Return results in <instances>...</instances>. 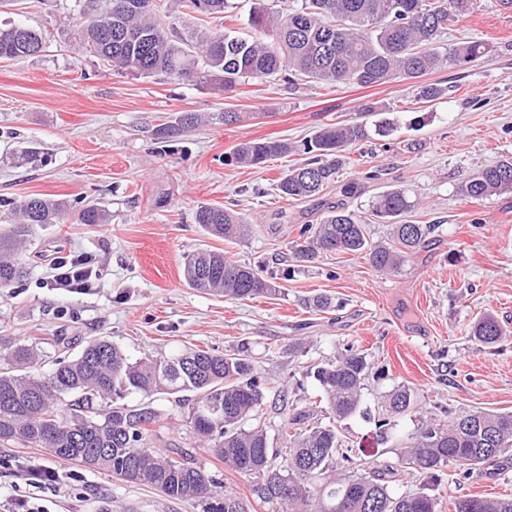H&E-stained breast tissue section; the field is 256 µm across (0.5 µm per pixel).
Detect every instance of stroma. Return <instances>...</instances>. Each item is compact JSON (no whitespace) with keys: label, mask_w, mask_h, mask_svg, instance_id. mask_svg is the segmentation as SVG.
Here are the masks:
<instances>
[{"label":"stroma","mask_w":512,"mask_h":512,"mask_svg":"<svg viewBox=\"0 0 512 512\" xmlns=\"http://www.w3.org/2000/svg\"><path fill=\"white\" fill-rule=\"evenodd\" d=\"M73 9L74 0H15L0 13V23L46 34L40 53L0 61V199L51 194L71 210L98 204L108 220L34 225L21 252L28 279L0 292V336H62L80 346L101 337L134 358L247 346L269 383L260 415L274 443L282 418L319 397L305 366L348 347L363 351L373 414H384L385 396L397 386L410 389L415 407L393 417L383 435L357 415L339 422L341 444L354 457L337 463L340 474L396 467L399 448L423 419L512 411V192L478 203L456 192L480 168L512 157V15L498 0H467L449 27L444 44L481 39L492 50L475 67L429 74L444 90L433 102L416 100L412 83L399 80L366 88L253 82L228 94L216 80L116 74L70 39ZM364 102L375 103L378 113L358 112ZM186 112L199 114L197 125L155 139V129ZM228 112L239 113V121L225 123ZM346 120L393 121L397 129L356 146L325 198L362 213L377 193L397 186L421 202L407 221L437 227L392 275L375 272L365 256L341 252L293 267L292 242L321 215L318 202H286L273 189L298 154L264 169L224 162L240 143L275 138L298 145L321 125ZM200 204L245 213L250 237L237 244L206 237L193 220ZM207 247L262 267L280 294L241 302L189 287L183 257ZM60 253L90 258L88 291L53 287L50 262ZM319 295L331 298V311L307 308ZM484 311L508 331L499 344L470 334ZM154 406V446L181 450L237 492L247 512H281L251 495L249 478L198 447L181 395L159 396ZM47 465L58 471L57 483L29 486V470ZM436 493L444 503L512 495V456L492 476L452 471ZM15 494L35 498L47 512H202L197 503L110 472L50 460L40 448L0 446V512H9Z\"/></svg>","instance_id":"1"}]
</instances>
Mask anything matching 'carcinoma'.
Masks as SVG:
<instances>
[{
	"label": "carcinoma",
	"mask_w": 512,
	"mask_h": 512,
	"mask_svg": "<svg viewBox=\"0 0 512 512\" xmlns=\"http://www.w3.org/2000/svg\"><path fill=\"white\" fill-rule=\"evenodd\" d=\"M163 0H75L74 35L82 46L120 75L177 81L220 80L230 94L249 81L296 85L320 82L361 87L393 80H414L443 66L473 67L490 51L482 40L440 49L441 37L465 8L464 0H300L282 11L279 0H253L248 10L252 33L229 26L209 27L208 19L235 21L246 0H174L181 13L198 20L185 32L162 22ZM45 36L26 25H0V60L30 56L44 47ZM199 117L185 113L156 130L160 139L178 136ZM369 137L367 124L325 123L303 143L305 161L280 174L275 188L285 201L320 195L346 164L348 151ZM281 139L259 138L239 144L230 163L263 168L288 155ZM512 191V157L488 165L457 187V193L479 202ZM415 207L405 191L391 188L372 201L370 216L392 226L391 242L377 243L366 230L367 218L344 204H327L317 224L299 231L292 246L297 263H312L322 253L363 254L374 271L393 274L428 240L434 224H403ZM66 204L45 194L27 197L11 209L8 232L0 233V290L19 284L29 267L20 258L21 244L32 224H57ZM81 224L106 223L105 211L93 204L79 209ZM194 222L211 237L229 244L246 239L251 225L236 211L203 204ZM187 284L224 295L253 300L278 291L263 270L242 264L222 251L201 249L185 256ZM473 335L494 345L503 336L499 321L486 314L474 322ZM40 337L0 336V444L19 443L44 449L53 459L105 470L131 482L147 484L180 500L204 503L203 512H244L243 502L203 470L161 453L150 437L159 412L150 404L129 405L131 394L152 398L189 392L187 420L194 438L224 467L253 479V495L284 512H336L346 494L348 512H439L432 494L443 468L478 469L512 452V412L473 410L446 422L422 423L411 445L400 449L399 463L423 479L417 490L391 491L389 468L338 477L336 457L348 461L334 422L361 411L366 356L348 349L336 360L306 367L320 386L332 422L310 421L308 410H296L280 423L283 446H271L260 410L266 386L255 362L243 351L219 353L195 348L172 357L146 354L133 360L119 346L92 339L67 358L56 357L40 369ZM393 414L407 412L411 393L397 387L387 394ZM282 482L264 491L268 478ZM450 512H512V497L469 496L451 501Z\"/></svg>",
	"instance_id": "1"
}]
</instances>
